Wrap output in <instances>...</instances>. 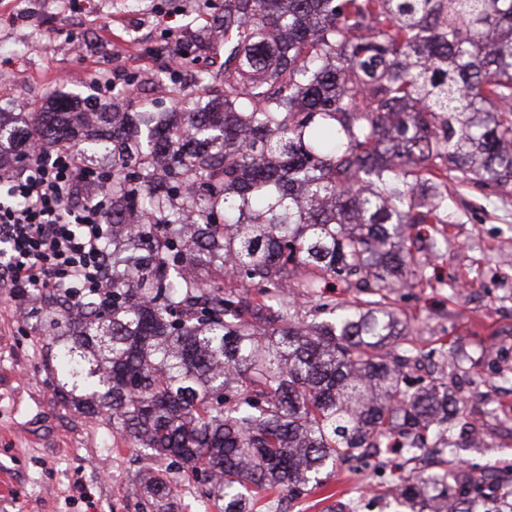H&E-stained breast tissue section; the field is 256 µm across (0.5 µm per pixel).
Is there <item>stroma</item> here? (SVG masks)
I'll return each instance as SVG.
<instances>
[{"label":"stroma","mask_w":512,"mask_h":512,"mask_svg":"<svg viewBox=\"0 0 512 512\" xmlns=\"http://www.w3.org/2000/svg\"><path fill=\"white\" fill-rule=\"evenodd\" d=\"M224 0H0V112H32L46 97L87 95L95 71L117 90L171 102L185 89L224 90V41L208 38ZM193 43L195 76L171 70L179 47ZM448 251L426 268L431 285L401 292L397 306L417 340L442 337L457 359V387L470 392L471 426L494 446L466 449L461 465L512 471V193L476 187L449 192ZM15 300L0 288V512H222V501L188 479L182 464L130 447L109 416L64 408L46 371L50 353L36 318L17 320ZM160 474L167 497L144 492ZM385 471L355 461L337 465L322 485L299 492L272 487L252 512H391Z\"/></svg>","instance_id":"stroma-1"}]
</instances>
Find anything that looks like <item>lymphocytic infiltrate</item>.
I'll use <instances>...</instances> for the list:
<instances>
[{"mask_svg":"<svg viewBox=\"0 0 512 512\" xmlns=\"http://www.w3.org/2000/svg\"><path fill=\"white\" fill-rule=\"evenodd\" d=\"M0 286L23 302L64 289L71 298L109 294L110 200L72 150H28L21 175L0 170Z\"/></svg>","mask_w":512,"mask_h":512,"instance_id":"1","label":"lymphocytic infiltrate"}]
</instances>
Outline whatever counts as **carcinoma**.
Returning <instances> with one entry per match:
<instances>
[{
    "instance_id": "carcinoma-1",
    "label": "carcinoma",
    "mask_w": 512,
    "mask_h": 512,
    "mask_svg": "<svg viewBox=\"0 0 512 512\" xmlns=\"http://www.w3.org/2000/svg\"><path fill=\"white\" fill-rule=\"evenodd\" d=\"M229 2L224 97L28 113L112 199L108 300L43 299L57 397L203 473L224 512L369 448L439 456L397 476L408 512H512V475L448 469L473 447L449 421L456 360L394 309L425 280L412 230L448 246V185L512 184V0ZM8 119L0 160L27 133ZM336 278L358 295H326ZM425 360L443 367L420 385Z\"/></svg>"
}]
</instances>
